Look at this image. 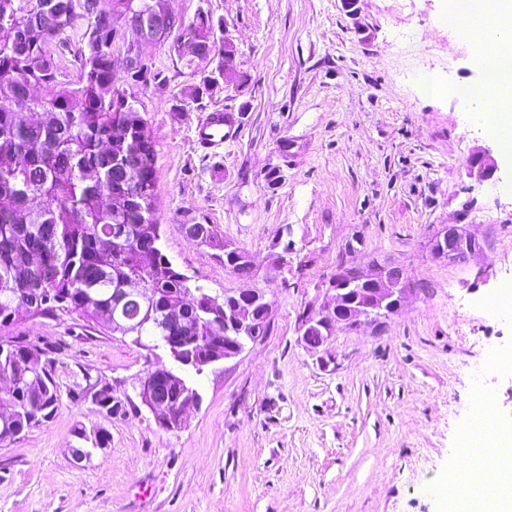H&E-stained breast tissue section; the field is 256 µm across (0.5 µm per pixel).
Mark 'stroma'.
<instances>
[{
  "label": "stroma",
  "mask_w": 512,
  "mask_h": 512,
  "mask_svg": "<svg viewBox=\"0 0 512 512\" xmlns=\"http://www.w3.org/2000/svg\"><path fill=\"white\" fill-rule=\"evenodd\" d=\"M170 5L225 21L247 81L176 112L194 78L166 45L148 49L169 78L165 91L139 92L165 250L208 293L264 289L271 331L205 372L201 405L171 432L133 395L144 350L74 315L23 323L61 397L51 419L0 447V512H451L449 478L479 473L463 447L471 419L512 424V312L490 306L512 278V156L485 132L487 99L419 91L427 74L481 83L465 15L453 0ZM230 102L246 105L242 124L221 147H200L198 123ZM483 152L498 165L489 180L469 173ZM194 222L211 225L217 246L184 238ZM444 224L479 243L468 264L432 256ZM282 234L288 265L273 273ZM224 240L251 254L253 281L225 269ZM348 249L363 268L401 265L414 288L382 331L339 329L307 352L298 317ZM90 379L130 405L109 416L75 396ZM79 423L110 443L77 463Z\"/></svg>",
  "instance_id": "1"
}]
</instances>
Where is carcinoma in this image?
Here are the masks:
<instances>
[{
    "label": "carcinoma",
    "instance_id": "obj_1",
    "mask_svg": "<svg viewBox=\"0 0 512 512\" xmlns=\"http://www.w3.org/2000/svg\"><path fill=\"white\" fill-rule=\"evenodd\" d=\"M46 0H0V73L16 72L18 80L0 78V371L18 384L0 390V446L19 438L57 409L59 387L43 366L39 346L15 329L27 320L76 314L115 333V324L139 348L162 346L163 336H222L224 324L210 313L211 295L192 285L188 275L163 250L157 215L155 162L139 166L143 139L151 137L148 120L133 103L121 101L114 86L112 13L97 11L98 0H84V12L95 15L92 30L76 23L52 26ZM81 30L74 53L80 75L60 86L59 52L68 33ZM224 33L223 21L202 10L184 22L180 35L204 50ZM224 83V65L188 97L202 99ZM43 84L60 105L31 122L11 103ZM162 91L168 77L154 67L133 80L136 87ZM82 100L75 112L71 97ZM141 171V206L113 202L122 196L125 171ZM224 268L250 278L248 263L224 255ZM151 289L152 311L132 289L131 281ZM189 293L199 308L178 325L167 320L171 300ZM143 340H138V337ZM100 410L112 414V387L94 391Z\"/></svg>",
    "mask_w": 512,
    "mask_h": 512
}]
</instances>
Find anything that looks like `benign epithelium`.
<instances>
[{"instance_id": "obj_1", "label": "benign epithelium", "mask_w": 512, "mask_h": 512, "mask_svg": "<svg viewBox=\"0 0 512 512\" xmlns=\"http://www.w3.org/2000/svg\"><path fill=\"white\" fill-rule=\"evenodd\" d=\"M154 9L156 5L148 0H131L125 13L112 17L114 30L129 29L135 35L134 40L125 45L123 57L116 61V65L128 74L142 70L149 63L150 57L145 49L153 45L169 44L170 52L179 59L185 52L192 50L186 38L170 25L172 12L168 8L156 15L153 38L148 39L143 35L144 16ZM220 43L224 45V55H219L214 49L207 55H195V60L212 64L218 58H224V87L227 88L237 81L236 46L227 32ZM38 91L39 87H32L17 111L26 112L34 119L47 111L46 101L38 96ZM471 168L477 170L479 177L487 179L496 171V164L490 155L484 153L473 158ZM430 249L435 257L462 265L480 249V245L459 225L448 224L434 234ZM412 289L413 284L400 265L375 262L367 272L356 265H344L337 270L336 279L329 281V287L324 289V301L317 307H308L300 315L298 341L310 350L326 344L339 326L355 332L365 327L379 329L387 319L398 313L404 296ZM228 295L236 300V304L224 310V355L219 356L209 348L201 347L195 358V362L200 365L212 366L218 362L234 360L262 340L260 336L242 335L252 324L254 305L261 306L263 321L270 324L271 305L263 289L230 291ZM189 340L188 336H166L165 349L176 362L183 363L185 359L182 354ZM176 380L178 376L175 369H155L144 376L139 389L151 392L166 382ZM200 402L198 392L186 388L175 402L154 397L146 407L157 421L177 428L184 424L187 410Z\"/></svg>"}]
</instances>
